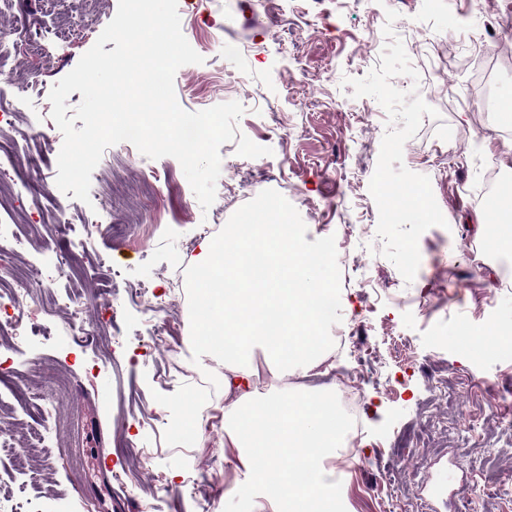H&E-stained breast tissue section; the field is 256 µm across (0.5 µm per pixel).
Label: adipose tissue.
I'll return each mask as SVG.
<instances>
[{"label": "adipose tissue", "mask_w": 512, "mask_h": 512, "mask_svg": "<svg viewBox=\"0 0 512 512\" xmlns=\"http://www.w3.org/2000/svg\"><path fill=\"white\" fill-rule=\"evenodd\" d=\"M195 365L224 381V445L258 491L256 512H340L331 476L348 461L336 388V342L325 305L336 298L335 247L304 244L300 225L230 224L198 244ZM260 351L284 391H260Z\"/></svg>", "instance_id": "obj_1"}]
</instances>
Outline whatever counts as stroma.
<instances>
[{
  "instance_id": "1",
  "label": "stroma",
  "mask_w": 512,
  "mask_h": 512,
  "mask_svg": "<svg viewBox=\"0 0 512 512\" xmlns=\"http://www.w3.org/2000/svg\"><path fill=\"white\" fill-rule=\"evenodd\" d=\"M504 0H178L181 30L202 56L199 64L178 69L174 87L179 105L201 111L235 101L244 114L239 132L272 153L245 158L236 142L221 146L216 198L202 209L179 162L151 159L140 152L108 147L91 175L90 200L82 202L56 185L62 137L41 148L37 128L52 125L49 93L95 43L113 19L118 0H10L9 24L35 31L41 45L34 54L5 59L23 69L33 85L23 89L37 112L16 134L23 154L36 157L41 180L27 190L0 197V217L27 215L53 241L42 254L28 245L17 264L45 266L53 278L47 333L34 336L23 361L13 363L0 383V404L28 420L33 405H48L43 444L29 448L25 474L0 459V483L24 486V498L38 512H246L254 496L245 485L222 484L209 497L196 498L193 485H207L212 470L204 461L212 437L223 436L224 386L219 376L198 372L193 354L196 327L193 281L198 273L186 251L204 236L224 235L227 224L249 213L287 211L304 225L306 241L336 244L337 297L352 305L350 315L332 311L331 331L351 336L352 352L342 366L359 374L366 395L363 438L348 468L343 491L347 512H512V428L491 413L480 390L460 396V382H497L512 376V355L498 348L470 350L469 338L488 336L493 327L512 331V287L493 289L501 277L497 254L485 251L474 236L476 217L484 212L478 195L482 161H496L512 175V138L499 134L491 113L469 92L470 71L462 54L491 45L487 31ZM409 26L414 38L427 41L426 53L410 54L418 79L392 78L397 89L418 90L437 117H423L403 147V164L429 177L446 226L427 229L419 239L420 265L412 282L380 250L378 208L369 192L388 114L371 97H354L349 79L365 77L381 61L371 43L385 45L387 10ZM447 58L451 84L437 71ZM453 130L456 146L436 141ZM165 173L152 202L126 191L146 170ZM69 222L54 224L57 206ZM100 231L88 232V217ZM120 219L124 237L106 227ZM448 285V300L430 312L408 304L429 280ZM147 285L167 303V341L173 354L161 352L147 333L138 303L122 301L88 308L86 321L98 334L73 336L58 306L68 296H111L113 285ZM370 356H363L362 346ZM214 398L196 415V435L173 429L172 410L198 383ZM475 422L467 430L460 410ZM408 430V447L392 453L389 441ZM150 449L152 469L166 492L150 498L133 482L112 489L105 464L131 463L123 440ZM463 458L464 470L449 472ZM451 481L457 495L439 502L424 479Z\"/></svg>"
}]
</instances>
